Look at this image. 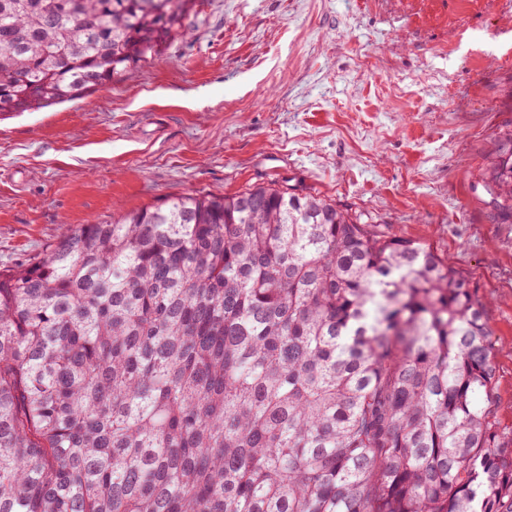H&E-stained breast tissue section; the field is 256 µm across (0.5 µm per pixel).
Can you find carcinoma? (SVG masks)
I'll return each instance as SVG.
<instances>
[{"mask_svg": "<svg viewBox=\"0 0 512 512\" xmlns=\"http://www.w3.org/2000/svg\"><path fill=\"white\" fill-rule=\"evenodd\" d=\"M196 0H0V120L187 34ZM480 185L512 224V132ZM488 301L430 247L256 185L0 271V512H512Z\"/></svg>", "mask_w": 512, "mask_h": 512, "instance_id": "1", "label": "carcinoma"}]
</instances>
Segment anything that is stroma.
<instances>
[{"label":"stroma","instance_id":"stroma-1","mask_svg":"<svg viewBox=\"0 0 512 512\" xmlns=\"http://www.w3.org/2000/svg\"><path fill=\"white\" fill-rule=\"evenodd\" d=\"M189 22L89 96L0 121V269L173 196L302 188L489 299L512 432V224L478 184L512 131V0H198Z\"/></svg>","mask_w":512,"mask_h":512}]
</instances>
